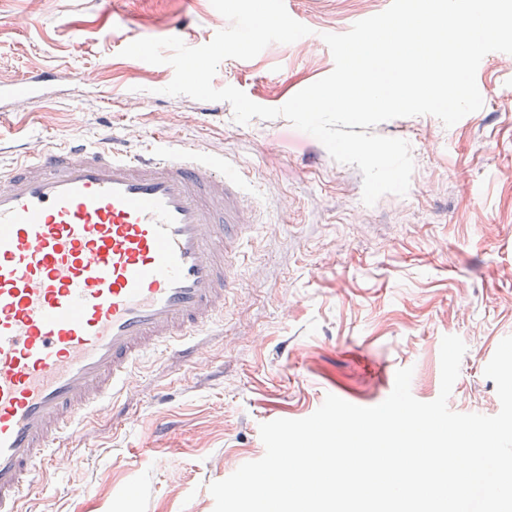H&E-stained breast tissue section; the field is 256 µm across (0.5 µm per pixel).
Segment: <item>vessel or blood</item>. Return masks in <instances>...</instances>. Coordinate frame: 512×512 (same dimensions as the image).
<instances>
[{
	"label": "vessel or blood",
	"mask_w": 512,
	"mask_h": 512,
	"mask_svg": "<svg viewBox=\"0 0 512 512\" xmlns=\"http://www.w3.org/2000/svg\"><path fill=\"white\" fill-rule=\"evenodd\" d=\"M50 80L24 79L25 104ZM239 166L172 139L79 138L0 167V512L147 357L224 319L257 229Z\"/></svg>",
	"instance_id": "vessel-or-blood-1"
}]
</instances>
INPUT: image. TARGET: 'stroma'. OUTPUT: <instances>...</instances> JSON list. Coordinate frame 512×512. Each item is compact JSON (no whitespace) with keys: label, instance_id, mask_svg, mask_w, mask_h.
I'll return each instance as SVG.
<instances>
[{"label":"stroma","instance_id":"1","mask_svg":"<svg viewBox=\"0 0 512 512\" xmlns=\"http://www.w3.org/2000/svg\"><path fill=\"white\" fill-rule=\"evenodd\" d=\"M289 2L311 30L305 46L224 60L215 88L282 106L332 72L324 34L391 0ZM227 25L211 0H0V85L54 74L23 110L0 104V164L72 135L93 144L108 132L138 150L165 133L237 160L264 211L223 324L140 363L90 419L87 447L63 449L25 491L22 512H213L209 484L264 455L261 423L308 417L329 394L378 405L405 367L412 395L436 399L446 335L467 346L449 408L500 410L484 368L512 335V54L486 58L483 106L452 127L432 115L375 126L409 142L414 171L406 195L368 206L358 168L286 118L238 124L229 103L162 94L171 66L121 54L140 38L198 47Z\"/></svg>","mask_w":512,"mask_h":512}]
</instances>
